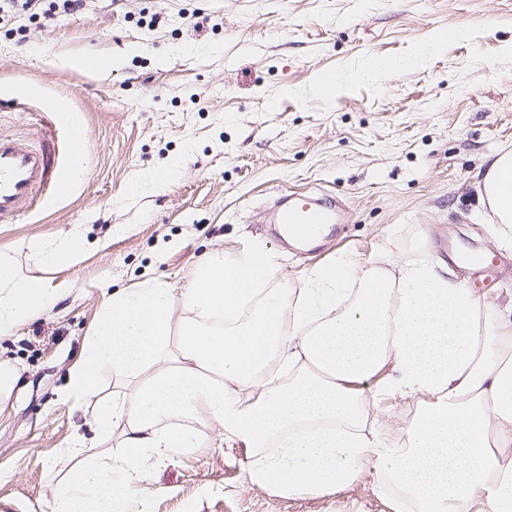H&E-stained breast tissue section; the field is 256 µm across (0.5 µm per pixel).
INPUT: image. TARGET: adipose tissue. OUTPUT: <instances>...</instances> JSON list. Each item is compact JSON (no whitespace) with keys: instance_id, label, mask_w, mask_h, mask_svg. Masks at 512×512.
<instances>
[{"instance_id":"ef3b65f1","label":"adipose tissue","mask_w":512,"mask_h":512,"mask_svg":"<svg viewBox=\"0 0 512 512\" xmlns=\"http://www.w3.org/2000/svg\"><path fill=\"white\" fill-rule=\"evenodd\" d=\"M477 187L512 245V152L489 158ZM275 276L267 253L215 252L179 298L155 281L107 296L69 395L98 434L122 438L111 459L75 462L51 512H129L149 464L203 443L190 419L249 451V482L291 496L351 487L370 465L394 512H512V298L476 294L442 259L340 260L258 296ZM57 298L0 257V336ZM105 368L128 392L100 397ZM382 395L420 406L400 442L366 427Z\"/></svg>"}]
</instances>
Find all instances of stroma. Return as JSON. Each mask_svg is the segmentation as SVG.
I'll return each mask as SVG.
<instances>
[{"label": "stroma", "instance_id": "obj_1", "mask_svg": "<svg viewBox=\"0 0 512 512\" xmlns=\"http://www.w3.org/2000/svg\"><path fill=\"white\" fill-rule=\"evenodd\" d=\"M453 38H446V31ZM420 65L371 76L377 61ZM334 71L331 99L312 92ZM65 102L60 116L47 109ZM79 120L83 174L70 193L0 222L14 271L62 288L53 309L0 336L15 366L0 394V505L50 512L52 489L83 439L111 457L88 411L67 401L69 372L112 290L152 280L180 292L210 252L266 251L271 288L297 287L344 257L385 267L486 250L497 266L478 292L512 293V248L500 245L477 190L484 161L512 151V0H88L49 24L0 26V135L34 138ZM167 186H139L169 163ZM284 194L331 196L340 219L317 244L281 241L266 217ZM81 230L73 265L44 270L33 250ZM389 440L418 411L378 403ZM248 453L209 431L200 448L150 465L138 512H393L365 467L358 483L316 497L247 481Z\"/></svg>", "mask_w": 512, "mask_h": 512}]
</instances>
